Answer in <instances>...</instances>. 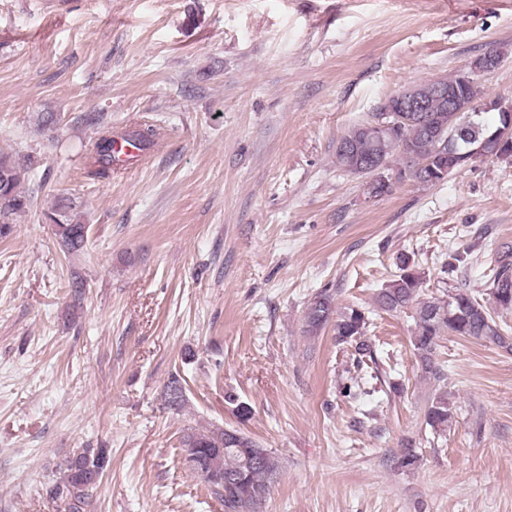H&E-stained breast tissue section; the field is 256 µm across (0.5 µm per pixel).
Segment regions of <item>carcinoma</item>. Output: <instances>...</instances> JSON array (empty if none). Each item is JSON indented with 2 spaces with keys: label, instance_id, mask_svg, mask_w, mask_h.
<instances>
[{
  "label": "carcinoma",
  "instance_id": "cac0c4a2",
  "mask_svg": "<svg viewBox=\"0 0 512 512\" xmlns=\"http://www.w3.org/2000/svg\"><path fill=\"white\" fill-rule=\"evenodd\" d=\"M448 86L456 87L458 98L465 107L462 112H450L439 98H430L424 112H405L403 121L393 133L375 136L370 126L372 119L348 128L340 140L349 142V148L336 146V165L346 172L356 165L372 166L384 161L388 171L412 169L419 161L426 166L412 173L410 180L422 185H435L448 179L461 166V153L474 147L459 140L455 148L448 147V139L457 135L465 124L480 128L479 139H484L495 127L483 120L485 111L496 113L512 109L499 99L485 100L480 77L461 85L456 75L447 77ZM117 132L106 126L88 149L85 174L93 180L112 177V148ZM31 159L22 162L0 155V236L5 235L15 217L25 212L32 196L21 190L29 178ZM82 204L70 200L44 214L49 224L55 225L60 249L66 254L81 252L88 241V226L81 220ZM473 265L472 253L467 248L448 252L441 265V273L450 276L440 294L425 292V277L415 260L399 257L398 273L378 290L373 309L359 305L341 307L335 293L328 288L318 291L306 307L303 333L309 337L329 329L336 344L355 345L357 364L364 358L377 362L375 352L364 341L370 326L372 311L409 313L413 329L410 346L421 370L422 378L435 384L434 393L424 406V421L437 437L446 436L453 418V407L448 401V373L438 359V349L444 336H462L494 344L512 352V327L494 316L485 301L452 274L468 270ZM489 299L500 310H512V246L504 244L488 265L485 274ZM186 380L180 372L171 374L165 385V402L171 409H179L185 402ZM181 448L196 456L205 469L219 475V480L208 484L211 494L224 503V512H256L255 506L270 494L272 483L281 469L280 460L273 451L262 446L246 433L236 429L215 427L200 430L188 428L180 439ZM419 462L416 443L407 440L395 456L397 468L414 469ZM110 464L105 448H78L60 467L59 476L50 488V494L64 504L65 512H82L98 483L93 477L103 476Z\"/></svg>",
  "mask_w": 512,
  "mask_h": 512
}]
</instances>
